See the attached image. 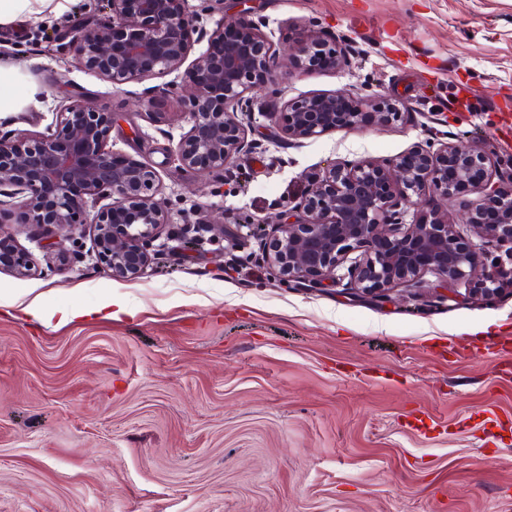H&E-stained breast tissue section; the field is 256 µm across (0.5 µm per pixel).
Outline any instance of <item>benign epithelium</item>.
I'll list each match as a JSON object with an SVG mask.
<instances>
[{"label": "benign epithelium", "instance_id": "benign-epithelium-1", "mask_svg": "<svg viewBox=\"0 0 512 512\" xmlns=\"http://www.w3.org/2000/svg\"><path fill=\"white\" fill-rule=\"evenodd\" d=\"M106 19L70 29L79 63L115 88L181 69L192 50L196 14L189 0H104ZM210 48L191 63L187 78L190 128L174 157L185 170L220 172L253 149L246 134L255 114L253 91L277 80L280 50L252 20L216 27ZM300 74L343 70L347 54L305 26L289 53ZM402 118V103L365 89L289 100L265 116L291 140L350 131ZM112 113L74 101L55 123L29 135L0 130V224L8 201L19 198L26 224L53 234L93 233V255L112 277L134 280L155 260L153 242L168 224L155 201L157 172L146 162L118 156L107 146ZM493 152L468 138L427 141L387 160L334 161L288 201L258 256L287 288H318L328 281L350 295L377 300L403 288L419 302L424 277L433 287L456 285L463 299L491 302L512 290V180H494ZM428 209L407 220L412 198ZM451 200L466 223L448 221L438 200ZM76 256L63 243L46 266L67 270ZM40 276L28 251L0 235V268Z\"/></svg>", "mask_w": 512, "mask_h": 512}]
</instances>
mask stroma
Here are the masks:
<instances>
[{"label": "stroma", "mask_w": 512, "mask_h": 512, "mask_svg": "<svg viewBox=\"0 0 512 512\" xmlns=\"http://www.w3.org/2000/svg\"><path fill=\"white\" fill-rule=\"evenodd\" d=\"M194 51L218 24L264 21L288 51L313 24L350 54L342 72L300 76L281 61L257 89L254 151L224 176L175 166L190 123L175 95L116 89L69 48L73 12L0 26V65L40 91L0 126L30 134L80 100L113 113L108 145L148 161L169 223L142 277L113 279L90 234L73 270L0 269V293L81 309L109 292L126 313L44 326L0 305V512H512V294L426 307L335 287L281 286L253 254L258 220L278 217L338 160L388 159L442 135L488 145L512 176V0H189ZM369 89L401 120L288 141L266 118L284 101ZM470 92L459 111V90ZM183 224L198 240H176ZM224 232H216V225Z\"/></svg>", "instance_id": "obj_1"}]
</instances>
